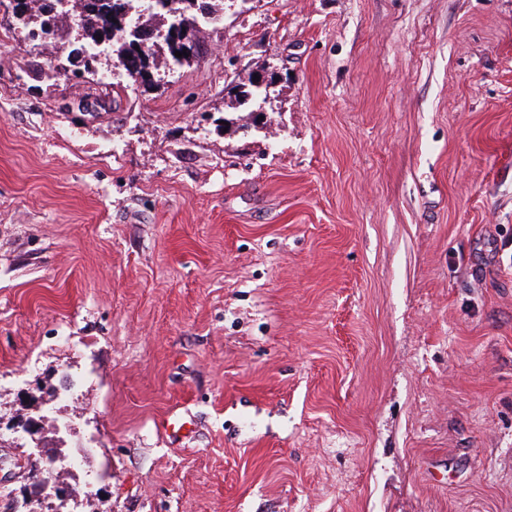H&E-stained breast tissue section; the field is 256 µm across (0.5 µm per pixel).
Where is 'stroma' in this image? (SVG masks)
Wrapping results in <instances>:
<instances>
[{"label":"stroma","instance_id":"stroma-1","mask_svg":"<svg viewBox=\"0 0 512 512\" xmlns=\"http://www.w3.org/2000/svg\"><path fill=\"white\" fill-rule=\"evenodd\" d=\"M200 41L151 86L0 45V458L54 449L77 512H512V0L228 2Z\"/></svg>","mask_w":512,"mask_h":512}]
</instances>
